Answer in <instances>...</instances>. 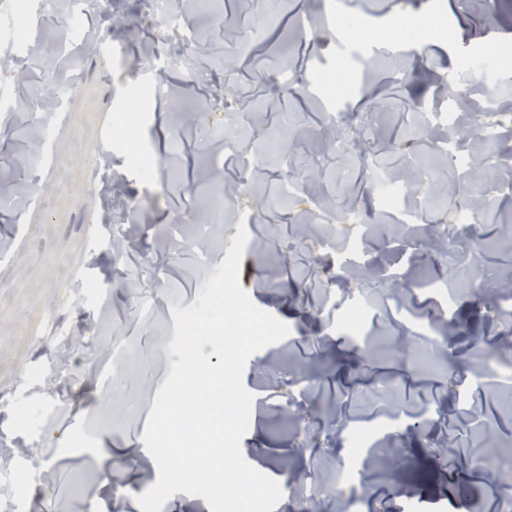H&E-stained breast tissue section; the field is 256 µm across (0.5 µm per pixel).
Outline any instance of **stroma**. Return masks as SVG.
Masks as SVG:
<instances>
[{
	"label": "stroma",
	"mask_w": 512,
	"mask_h": 512,
	"mask_svg": "<svg viewBox=\"0 0 512 512\" xmlns=\"http://www.w3.org/2000/svg\"><path fill=\"white\" fill-rule=\"evenodd\" d=\"M140 0H114L111 15L89 18L64 41L29 0L28 23L40 55L17 45L26 80L0 94L14 112L0 127V451L29 448L0 467V512H141L135 501L158 477L141 437L167 378L172 306L195 303L205 269H216L237 233L242 204L257 216L240 284L253 303L290 327L252 355L242 381L253 394L246 461L282 488L280 512H302L297 489L318 484L322 512H341L328 489L350 433L376 427L365 481L352 490L360 512H500L501 491L487 470L468 477L458 499L449 479L472 460L495 463L512 451V414L498 402L483 357L512 361V182L471 206L467 172L442 148L454 141L468 158L512 166V122L497 139L473 132L481 96L476 67L487 49L503 65L500 112L512 115V0H370L350 26L308 35L298 21L314 0H179L192 57L175 61ZM212 13L223 27L203 22ZM109 38L119 54H103ZM288 67L290 85L271 71ZM136 69L127 78L125 68ZM160 83L164 95L148 90ZM466 101L458 135L422 121L448 109L449 91ZM223 96L224 109L207 99ZM346 120L324 123L322 101ZM138 114L133 126L119 114ZM258 156L242 172L224 140ZM350 151L337 148L340 141ZM149 155L162 183L133 160ZM105 163L121 191L90 187V165ZM392 176L436 169L441 206L408 200L422 219L387 220L370 165ZM303 184L302 206L283 186ZM245 184L246 201L227 197V221L208 225L214 187ZM469 221L449 254L436 253L438 228ZM374 309L359 325L348 312ZM59 316L83 337L90 357L72 387L36 376L64 356L44 329ZM432 332L423 356L418 333ZM365 341L356 344L355 334ZM126 351V378L112 375V347ZM106 448H133L141 477L95 488L116 472L90 470Z\"/></svg>",
	"instance_id": "stroma-1"
}]
</instances>
